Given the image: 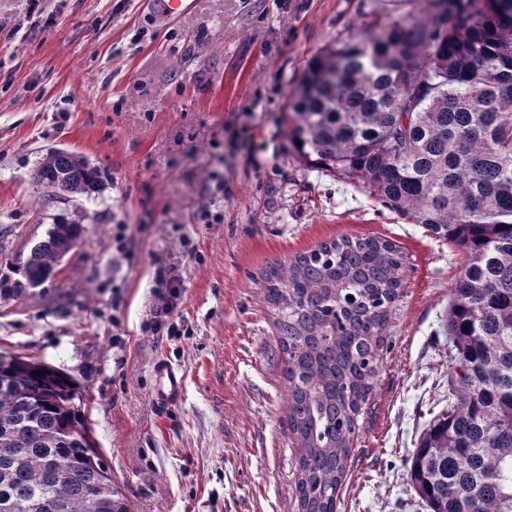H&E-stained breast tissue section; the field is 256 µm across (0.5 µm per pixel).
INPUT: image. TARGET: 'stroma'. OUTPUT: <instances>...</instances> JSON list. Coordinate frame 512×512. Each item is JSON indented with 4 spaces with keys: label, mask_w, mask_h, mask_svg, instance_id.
Returning <instances> with one entry per match:
<instances>
[{
    "label": "stroma",
    "mask_w": 512,
    "mask_h": 512,
    "mask_svg": "<svg viewBox=\"0 0 512 512\" xmlns=\"http://www.w3.org/2000/svg\"><path fill=\"white\" fill-rule=\"evenodd\" d=\"M40 12H33L32 2ZM0 0V278L58 217L86 211L54 276L0 300V351L63 368L130 512H300L282 353L262 273L347 235L400 250L336 512H428L409 456L448 407V303L461 255L352 184L299 164L288 96L327 44L408 15L407 0ZM103 174L52 205L48 148ZM179 276L181 298L155 311ZM183 376L157 400L155 366ZM159 13L168 18L185 17L193 13L196 8V0H152Z\"/></svg>",
    "instance_id": "35a3bbf8"
}]
</instances>
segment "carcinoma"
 I'll list each match as a JSON object with an SVG mask.
<instances>
[{
	"label": "carcinoma",
	"instance_id": "carcinoma-1",
	"mask_svg": "<svg viewBox=\"0 0 512 512\" xmlns=\"http://www.w3.org/2000/svg\"><path fill=\"white\" fill-rule=\"evenodd\" d=\"M415 14L334 42L288 98L297 161L343 179L463 257L448 304V410L423 432L410 481L430 512H512V0H419ZM45 203L101 191L55 149ZM83 213L35 244L0 297L27 296L78 247ZM405 262L343 236L263 274L282 352L302 512H336ZM0 512H129L98 450L80 384L0 353Z\"/></svg>",
	"mask_w": 512,
	"mask_h": 512
}]
</instances>
